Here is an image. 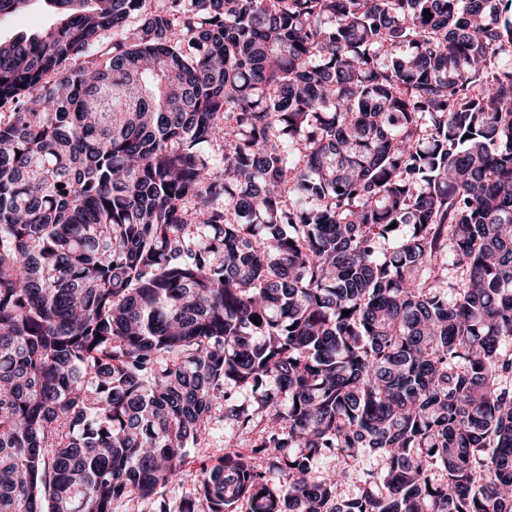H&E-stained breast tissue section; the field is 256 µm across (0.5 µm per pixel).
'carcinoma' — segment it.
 I'll return each mask as SVG.
<instances>
[{
  "label": "carcinoma",
  "mask_w": 512,
  "mask_h": 512,
  "mask_svg": "<svg viewBox=\"0 0 512 512\" xmlns=\"http://www.w3.org/2000/svg\"><path fill=\"white\" fill-rule=\"evenodd\" d=\"M44 2L0 41V512H512V0ZM219 412L257 439L190 473ZM55 22V15L36 3L0 20V40L3 42L22 34L31 35Z\"/></svg>",
  "instance_id": "carcinoma-1"
}]
</instances>
